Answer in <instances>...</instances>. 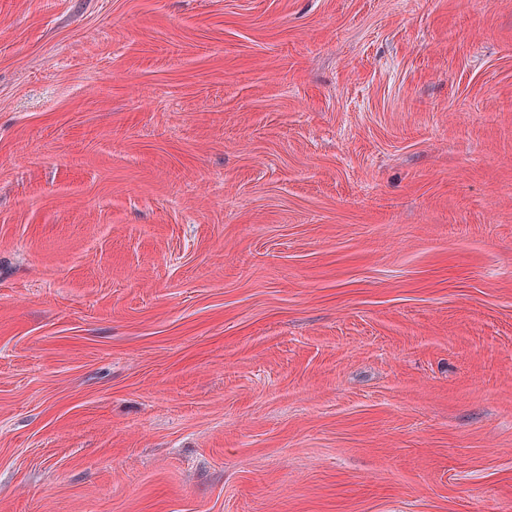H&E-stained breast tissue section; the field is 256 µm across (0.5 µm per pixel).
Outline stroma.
I'll list each match as a JSON object with an SVG mask.
<instances>
[{
    "label": "stroma",
    "mask_w": 512,
    "mask_h": 512,
    "mask_svg": "<svg viewBox=\"0 0 512 512\" xmlns=\"http://www.w3.org/2000/svg\"><path fill=\"white\" fill-rule=\"evenodd\" d=\"M0 512H512V0H0Z\"/></svg>",
    "instance_id": "1"
}]
</instances>
